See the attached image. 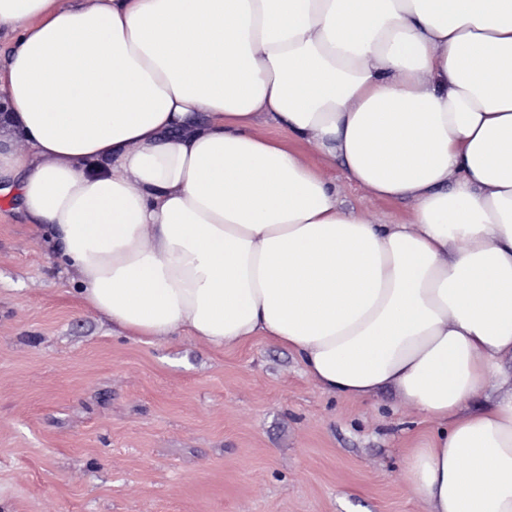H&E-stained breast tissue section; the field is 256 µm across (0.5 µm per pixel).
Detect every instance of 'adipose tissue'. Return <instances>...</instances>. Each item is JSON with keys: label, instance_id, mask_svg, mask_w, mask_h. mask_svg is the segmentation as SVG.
Segmentation results:
<instances>
[{"label": "adipose tissue", "instance_id": "obj_1", "mask_svg": "<svg viewBox=\"0 0 512 512\" xmlns=\"http://www.w3.org/2000/svg\"><path fill=\"white\" fill-rule=\"evenodd\" d=\"M1 30L0 193L87 307L394 391L441 427L406 461L430 512H512V0H0ZM324 173L327 178L336 182V186L341 189L346 203L355 210L375 213L378 218L384 221H399L408 217L409 207L407 204L369 198L362 189L347 182L341 167L337 163L336 168H326Z\"/></svg>", "mask_w": 512, "mask_h": 512}]
</instances>
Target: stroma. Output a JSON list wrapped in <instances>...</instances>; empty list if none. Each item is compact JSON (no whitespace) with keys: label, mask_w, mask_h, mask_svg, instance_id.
Instances as JSON below:
<instances>
[{"label":"stroma","mask_w":512,"mask_h":512,"mask_svg":"<svg viewBox=\"0 0 512 512\" xmlns=\"http://www.w3.org/2000/svg\"><path fill=\"white\" fill-rule=\"evenodd\" d=\"M325 175L355 210L407 218ZM435 431L393 393L323 392L262 337L127 336L0 195V512H427L405 459Z\"/></svg>","instance_id":"1"}]
</instances>
